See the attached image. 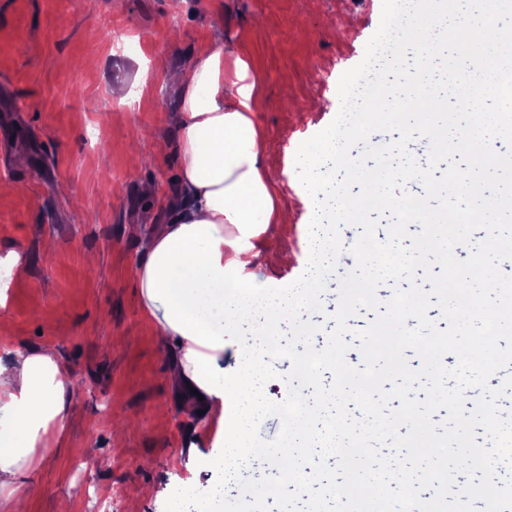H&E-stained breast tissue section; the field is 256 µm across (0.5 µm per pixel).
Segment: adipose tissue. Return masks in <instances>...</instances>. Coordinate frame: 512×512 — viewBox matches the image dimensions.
Instances as JSON below:
<instances>
[{"mask_svg":"<svg viewBox=\"0 0 512 512\" xmlns=\"http://www.w3.org/2000/svg\"><path fill=\"white\" fill-rule=\"evenodd\" d=\"M258 77L240 52L215 43L177 76L181 200L165 223L139 232L135 266L142 310L171 353V381L207 427L230 418V392L256 379L253 345L236 352L238 376H224L225 309L253 313L256 244L288 216L266 168L256 119ZM71 371L56 351L15 349L0 358V512H23L26 474L66 426ZM225 450L266 482L267 454L254 448L241 416Z\"/></svg>","mask_w":512,"mask_h":512,"instance_id":"ef3b65f1","label":"adipose tissue"}]
</instances>
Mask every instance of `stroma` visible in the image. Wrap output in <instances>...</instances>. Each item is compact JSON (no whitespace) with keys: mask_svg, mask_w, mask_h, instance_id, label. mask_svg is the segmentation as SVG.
I'll return each instance as SVG.
<instances>
[{"mask_svg":"<svg viewBox=\"0 0 512 512\" xmlns=\"http://www.w3.org/2000/svg\"><path fill=\"white\" fill-rule=\"evenodd\" d=\"M382 0H0V255L26 268L6 291L10 348L50 345L72 372L63 447L27 483L29 512H167L145 486L207 490L222 445L189 442L198 421L167 381L169 356L141 308L130 225L165 220L181 165L178 91L153 66L181 68L220 42L260 80L257 119L279 203L258 246L262 286L306 269L313 205L290 151L335 118L342 74L363 58ZM126 85L127 101L112 86ZM92 483L117 506L75 496Z\"/></svg>","mask_w":512,"mask_h":512,"instance_id":"35a3bbf8","label":"stroma"}]
</instances>
